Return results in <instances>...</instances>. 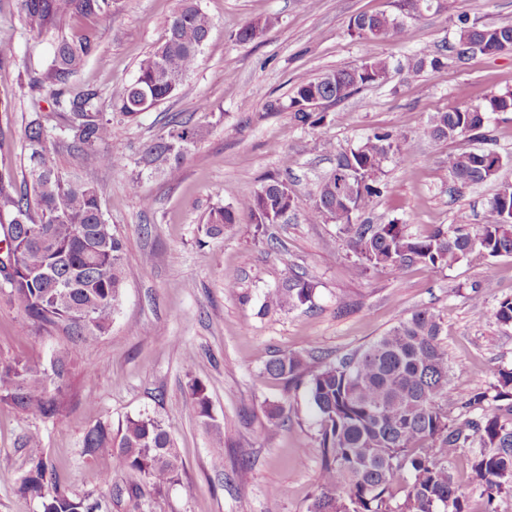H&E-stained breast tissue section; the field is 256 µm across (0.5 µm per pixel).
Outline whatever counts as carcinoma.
I'll return each instance as SVG.
<instances>
[{"instance_id":"carcinoma-1","label":"carcinoma","mask_w":512,"mask_h":512,"mask_svg":"<svg viewBox=\"0 0 512 512\" xmlns=\"http://www.w3.org/2000/svg\"><path fill=\"white\" fill-rule=\"evenodd\" d=\"M395 0L392 13L359 14L349 31L364 39L405 38V21L417 16V2ZM113 0H20L23 26L30 32L57 34L51 64L31 87L49 84L56 102L67 103L62 122L49 125L45 115L31 113L25 126L32 191L17 188L14 171L0 168V210L10 221L0 226V249L13 262L0 265V283L24 306L39 330L60 329L71 348L50 362L31 366L17 359L0 365V402L49 421L69 402L72 359L84 342L105 335L112 326L126 283V244L110 224L101 206V191L74 173L56 166L51 149L65 151L74 168L87 163L116 167L121 158L112 153V120L134 119L141 112L172 96L197 67L212 26L198 0H179L168 21L167 37L138 64L136 78L117 95L109 96L111 112L99 111L98 95L69 85L93 53L96 34H62V22L74 16H110ZM268 17L239 30L237 39L249 42L272 27ZM497 45L512 50V25H487L459 20L452 63H461L475 46ZM393 70L386 58L369 55L352 69H337L299 82L289 109L296 122L315 127L325 115L322 107L338 104L361 87L386 82ZM496 112H512V91L494 95L482 104L451 107L433 113L425 134L453 141L476 136ZM205 134V127L187 118L175 121L167 134L145 145L137 167L180 176L185 154ZM396 131L375 133L359 145L336 155L334 171L318 185L305 211L309 223L332 219L342 226L356 256L351 273L357 277L370 268L404 270L416 264L451 267L474 254L512 256V183L498 181L488 151L448 154V175L453 184L467 186L498 182L483 223L476 231L461 225L438 227L426 236L407 233L395 222L357 224L356 215L380 193L384 164L399 149ZM347 174L349 192L336 195V173ZM298 207L288 179L269 177L237 208L216 206L205 221V233L216 238L235 223V210L249 213L252 223H277L286 205ZM313 284L290 273L281 286L267 291L263 309L289 311L312 302ZM496 322L512 326V297L498 302ZM441 324L427 309L416 310L365 347L333 363L310 366L293 353L271 359L265 372L273 379L302 382L320 422L322 471L308 512H470L469 492L458 485L448 461L461 448H477L470 463L471 490L493 505L512 493V369L501 370L488 388L476 391L463 403L470 416L451 418L448 406V350L440 338ZM193 416L208 427L219 428L206 386L189 384ZM82 454L108 455L121 471L137 474L156 488L180 480L184 464L170 428L148 412L112 427L97 421L84 434ZM410 480L399 490L401 472ZM18 491L40 500L41 512H100L93 493L68 494L58 488L53 468L41 456L30 458Z\"/></svg>"}]
</instances>
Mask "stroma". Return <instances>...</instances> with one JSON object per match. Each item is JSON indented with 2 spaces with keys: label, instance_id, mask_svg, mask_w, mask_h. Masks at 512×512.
Listing matches in <instances>:
<instances>
[{
  "label": "stroma",
  "instance_id": "35a3bbf8",
  "mask_svg": "<svg viewBox=\"0 0 512 512\" xmlns=\"http://www.w3.org/2000/svg\"><path fill=\"white\" fill-rule=\"evenodd\" d=\"M212 20L197 68L179 91L135 119L112 124V151L121 166L84 169L101 189V204L127 245L126 286L110 331L81 346L70 380V404L44 422L0 402V512H40L37 499L18 492L34 455L50 460L61 488L111 500L112 512H307L322 470L317 414L303 384L270 378L269 360L283 352L320 366L384 334L414 310L426 308L441 323L448 350V389L462 400L512 368V328L493 315L512 296V257L470 255L453 267L417 264L397 271L371 269L353 276L354 255L339 224L307 223L304 211L336 152L376 132L402 140L381 178L378 196L357 216L361 224L393 221L425 235L438 226L482 223L492 182L453 188L449 153L490 149L506 159L501 179L512 181V112L493 114L482 137L437 141L425 135L430 114L479 104L512 91V51L474 54L463 63L394 74L345 101L326 106L315 127L296 124L288 110L295 85L336 69H351L368 55L391 61L436 53L454 42L461 15L485 24H512V0H443L407 22V37L363 42L348 30L362 13L393 11L392 0H199ZM178 0H115L107 17H73L63 31L87 29L98 47L73 84L99 95L130 83L145 54L161 45ZM275 25L242 43L243 26L265 18ZM53 40L26 31L18 0H0V100L12 102L0 119V166L17 184L31 181L24 128L33 107L56 113L50 88H30L45 72ZM250 98L242 108V98ZM208 112H199L200 101ZM194 117L208 132L186 154L171 180L143 174L141 191L128 180L144 144L165 134L171 121ZM288 175L299 207L279 223L255 229L246 213L222 237H207L204 220L216 205L236 206L270 176ZM311 281L312 305L261 313L264 293L286 271ZM237 287L228 292L226 280ZM70 346L62 331L35 332L21 304L0 289V365L17 359L39 367ZM194 352L193 366L184 355ZM205 383L224 434V456L210 453L211 429L190 410L189 379ZM288 419L268 420L272 404ZM171 429L185 469L177 484L144 488L132 498L133 475L110 458L81 453L86 430L142 412ZM40 445H31V433ZM246 465V486L234 470Z\"/></svg>",
  "mask_w": 512,
  "mask_h": 512
}]
</instances>
